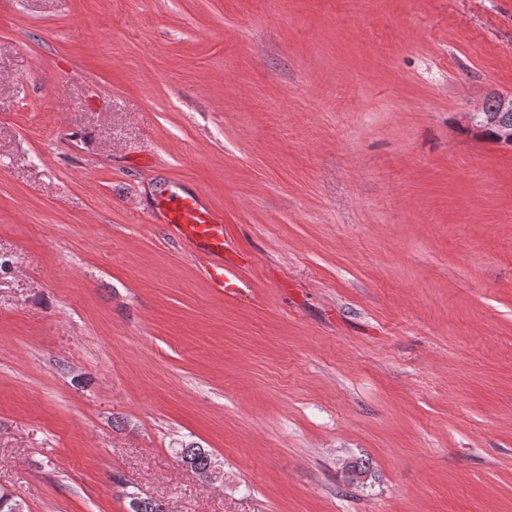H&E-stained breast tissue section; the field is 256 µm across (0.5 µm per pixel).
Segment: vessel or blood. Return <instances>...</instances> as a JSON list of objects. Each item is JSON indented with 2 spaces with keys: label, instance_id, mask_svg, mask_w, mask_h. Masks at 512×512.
<instances>
[{
  "label": "vessel or blood",
  "instance_id": "1",
  "mask_svg": "<svg viewBox=\"0 0 512 512\" xmlns=\"http://www.w3.org/2000/svg\"><path fill=\"white\" fill-rule=\"evenodd\" d=\"M147 216L161 219L200 257L210 288L227 298L238 297L243 284L241 262L225 249L223 216L205 202L201 193L164 191L154 198Z\"/></svg>",
  "mask_w": 512,
  "mask_h": 512
}]
</instances>
